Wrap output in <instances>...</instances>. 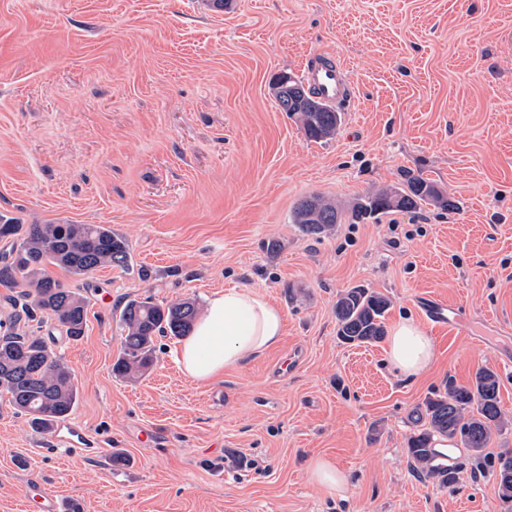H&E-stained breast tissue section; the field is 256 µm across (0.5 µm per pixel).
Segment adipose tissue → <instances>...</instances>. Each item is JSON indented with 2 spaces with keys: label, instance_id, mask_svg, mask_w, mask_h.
Segmentation results:
<instances>
[{
  "label": "adipose tissue",
  "instance_id": "ef3b65f1",
  "mask_svg": "<svg viewBox=\"0 0 512 512\" xmlns=\"http://www.w3.org/2000/svg\"><path fill=\"white\" fill-rule=\"evenodd\" d=\"M283 334L279 307L255 289L227 288L208 297L176 362L192 380L210 382L257 361L279 346ZM386 359L402 378H418L435 362L434 341L415 321L401 320L390 330Z\"/></svg>",
  "mask_w": 512,
  "mask_h": 512
}]
</instances>
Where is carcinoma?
<instances>
[{
	"label": "carcinoma",
	"instance_id": "carcinoma-1",
	"mask_svg": "<svg viewBox=\"0 0 512 512\" xmlns=\"http://www.w3.org/2000/svg\"><path fill=\"white\" fill-rule=\"evenodd\" d=\"M282 111L297 118L305 136L312 141L332 139L341 125L342 113L324 106L312 112L309 103L288 104L278 100ZM425 205L442 210L454 203L437 182L420 175H404L401 183L381 188L347 207L320 196L301 200L291 215L308 236L320 237L337 224L378 220L397 211H415ZM0 238L11 242L8 254L0 257V287L14 312L0 321V394L8 396L13 410L28 416L30 424L50 433L54 425L69 417L79 391L71 368L58 358L47 340L21 328L32 312L46 314L77 341L85 332V298L45 275L49 265L74 277H87L104 266L126 267L130 253L126 241L107 224H0ZM389 299L368 288L355 286L337 295V335L351 345L375 344L386 333ZM195 302L184 300L160 304L146 297L125 302L119 313L123 330L120 351L112 371L121 376H142L155 361V338L161 333L183 337L196 318ZM500 377L479 369L471 382L459 385L448 380L410 412L413 432L407 439L410 465L416 473L434 479L443 487L457 481L460 469H488L496 475L495 494L502 503H512V454L487 452L494 432L503 429L499 407ZM460 444L469 451L455 462L435 447L436 439Z\"/></svg>",
	"mask_w": 512,
	"mask_h": 512
}]
</instances>
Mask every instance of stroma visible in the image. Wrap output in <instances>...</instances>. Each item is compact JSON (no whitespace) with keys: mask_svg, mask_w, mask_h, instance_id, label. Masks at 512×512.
<instances>
[{"mask_svg":"<svg viewBox=\"0 0 512 512\" xmlns=\"http://www.w3.org/2000/svg\"><path fill=\"white\" fill-rule=\"evenodd\" d=\"M315 54L355 84L325 143L272 88ZM405 171L456 210L317 239L290 221L304 197L346 205ZM0 218L108 224L132 259L86 280L49 267L86 298L85 333L28 327L72 370L87 447L58 448L0 399V512L46 491L83 512H502L492 473L439 487L407 439L413 406L486 367L505 422L492 449L512 452V0H0ZM357 285L389 298L386 325L432 337L429 374L402 380L385 343L338 340L337 295ZM233 286L282 308L278 348L197 382L161 336L149 373H113L126 300L201 306ZM426 297L463 331L431 323ZM317 457L349 472L346 497L311 481Z\"/></svg>","mask_w":512,"mask_h":512,"instance_id":"1","label":"stroma"}]
</instances>
